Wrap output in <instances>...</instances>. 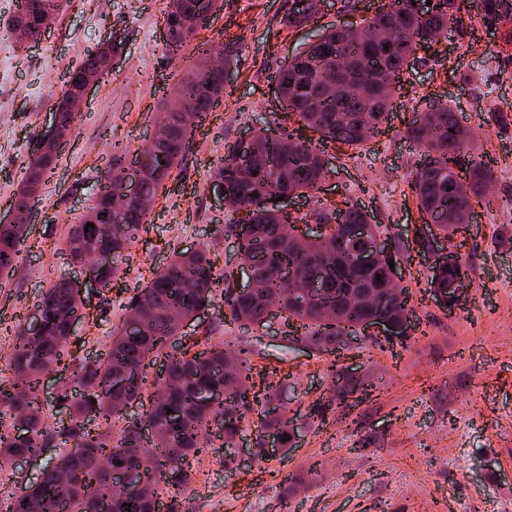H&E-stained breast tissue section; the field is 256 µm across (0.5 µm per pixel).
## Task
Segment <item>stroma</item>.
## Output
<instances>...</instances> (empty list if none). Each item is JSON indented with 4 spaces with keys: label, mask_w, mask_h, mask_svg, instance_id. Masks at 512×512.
<instances>
[{
    "label": "stroma",
    "mask_w": 512,
    "mask_h": 512,
    "mask_svg": "<svg viewBox=\"0 0 512 512\" xmlns=\"http://www.w3.org/2000/svg\"><path fill=\"white\" fill-rule=\"evenodd\" d=\"M380 0H330L307 26L283 20L288 0H222L219 10L177 58L162 39L170 0H71L40 40L18 42L9 19L16 0H0V210H8L52 120L53 104L72 69L108 39L118 46L112 70L89 90L73 136L57 150L41 182V206L12 276L0 279V367L20 324L61 278L79 268L54 255L80 223L99 188L98 171L114 146L134 159L175 82L202 49L223 46L228 76L220 115L195 129L190 147L166 181L145 231L128 251L127 273L109 294L84 288L86 314L68 349L101 360L113 328L130 313L138 289L173 252L208 251L218 269L242 259L230 229L235 215L213 192L226 147L258 128L277 131L284 112L271 86L276 72L333 26H363ZM464 24L449 38L418 49L381 133L355 146L326 145V193L292 206L293 219L319 207L321 196L363 207L389 231L401 263L414 330L386 341L359 333L324 352L286 315L262 326L230 321L223 291L209 314L188 321L186 343L226 342L249 348L256 390L282 382L283 410L299 430L288 449L259 453L257 419L242 424L236 450L223 439L193 457V481L167 489L175 512H512V129L488 123L512 116V25L490 31L477 0H465ZM448 104L475 135L497 172L469 231L451 245L464 259L469 290L457 305H439L420 260L423 217L408 183L420 160L405 130L416 113ZM59 455L51 442L37 460L0 471V497L35 482Z\"/></svg>",
    "instance_id": "stroma-1"
}]
</instances>
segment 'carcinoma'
Here are the masks:
<instances>
[{"label": "carcinoma", "mask_w": 512, "mask_h": 512, "mask_svg": "<svg viewBox=\"0 0 512 512\" xmlns=\"http://www.w3.org/2000/svg\"><path fill=\"white\" fill-rule=\"evenodd\" d=\"M200 0H171L164 23L169 28L165 48L176 55L188 41L184 27L191 25ZM411 0H397L396 9L379 12L366 25L344 32L327 30L308 48L277 71L274 93L278 103L297 122L319 134L318 141L358 146L378 133L388 117L395 92L403 86V75L417 46L434 43L463 26V0H438L433 13L415 12ZM484 21L499 22L512 15V0H478ZM102 77L100 57L88 59L69 80L57 102L85 81ZM224 88L219 73L192 67L171 88L166 111L158 123L167 126L162 148L145 147L136 157H148L149 172L142 185L141 201L122 208L104 210L96 203L81 223L74 224L62 251L72 266H84L90 255L112 244V266L98 275L100 290L112 288L120 276L124 252L144 227L154 204L165 188V179L154 176V167L168 171L182 160L191 141V125L180 122V114L200 115ZM459 118L445 103L419 112L405 130L420 152L421 162L410 182L418 208L444 216L454 224L474 214L473 201L494 179L488 162L475 156L472 141H459ZM254 144L228 152L215 179L235 191L238 203L248 209L255 239L262 245L240 246L243 262L254 268L255 285L245 295L228 287L230 274L216 273L205 251L176 252L172 260L154 272L133 303L144 302L149 312L143 328L130 333L126 326L112 332L108 355L103 361H85L76 368V384L62 385L57 396L68 410V419L52 431L42 410L41 379L63 362L72 335L70 318L83 314V300L67 278L48 288L41 305L47 313L41 333L30 336L20 329L6 367L13 376L12 388H0V409L10 413L11 431L0 432V471L23 455H35L53 440L65 445L58 461L42 473L41 480L9 495L8 512H156L161 488H178L192 481L189 456L201 452L212 433V419L223 416L219 435L233 443L240 425L253 411L260 427L290 433V419L270 409L277 396L270 392L248 396L251 390L249 351L233 353L236 373L224 376L228 355L209 344L203 350L186 347L180 356L162 354L167 343L180 334L184 322L210 306L220 283L227 284L225 299L229 318L241 325L260 326L276 309L296 318L309 329L308 339L319 349L331 351L339 337L354 332L373 306H358L353 294L376 282V268H361L353 260L355 244L340 237L324 243L290 244L283 233L287 218L274 206L281 195L319 190L317 179L327 173L324 151L300 139L296 129L281 128L274 138L261 132ZM57 143L44 139L28 176L15 195L17 208L30 209L44 171L56 158ZM469 157L465 174L448 165V155ZM318 223L367 224L366 212L354 205L342 209L312 210ZM94 227L88 229L86 225ZM118 233L109 234V228ZM28 224H0V275L14 272ZM317 280L316 298L299 302L290 297L285 275ZM164 357L162 368L148 391L145 369ZM228 390L224 406L204 403L207 393ZM134 404L149 405L143 419L128 424L117 441L109 431L87 428L90 417L106 421L123 416ZM22 427L24 434L13 430ZM136 475H152L151 486L138 497H125L98 468L101 461Z\"/></svg>", "instance_id": "carcinoma-1"}]
</instances>
